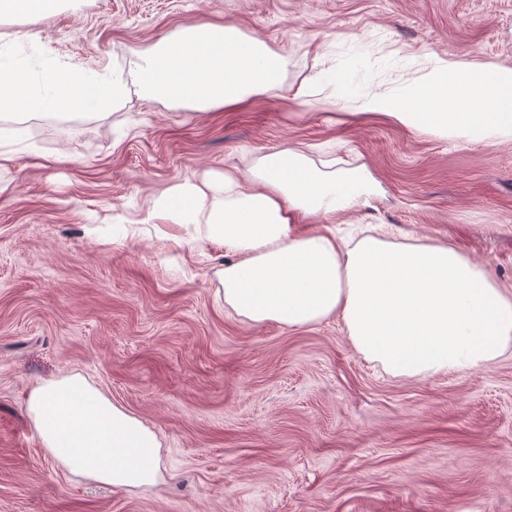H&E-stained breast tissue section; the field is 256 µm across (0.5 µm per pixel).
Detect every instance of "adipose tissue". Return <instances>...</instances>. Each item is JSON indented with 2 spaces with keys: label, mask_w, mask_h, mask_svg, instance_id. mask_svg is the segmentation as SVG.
<instances>
[{
  "label": "adipose tissue",
  "mask_w": 512,
  "mask_h": 512,
  "mask_svg": "<svg viewBox=\"0 0 512 512\" xmlns=\"http://www.w3.org/2000/svg\"><path fill=\"white\" fill-rule=\"evenodd\" d=\"M286 63L260 39L213 23L183 28L103 72H49L0 55V116L103 111L123 97L130 76L149 100L233 108L281 91ZM366 108L464 142L512 139V69L442 60L408 98H377ZM380 190L368 171L324 172L285 149L267 156L251 184L231 172L178 183L148 215L202 228L238 254L223 271L224 303L251 322L302 328L340 317L355 351L395 377L463 372L496 359L512 345V296L457 250L299 232L307 218L330 219ZM28 411L68 471L117 488L158 483L156 434L81 375L35 388Z\"/></svg>",
  "instance_id": "obj_1"
}]
</instances>
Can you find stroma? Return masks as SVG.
Instances as JSON below:
<instances>
[{
  "label": "stroma",
  "instance_id": "35a3bbf8",
  "mask_svg": "<svg viewBox=\"0 0 512 512\" xmlns=\"http://www.w3.org/2000/svg\"><path fill=\"white\" fill-rule=\"evenodd\" d=\"M232 24L288 58L284 87L199 115L128 84L104 111L24 114L0 139V512H512V346L488 366L395 377L341 319L293 329L224 304L237 256L142 218L207 171L253 179L302 149L382 191L330 227L452 247L512 296V140L465 143L364 111L440 60L512 69V0H61L0 18V52L103 70L188 26ZM81 374L152 429L163 478L112 488L65 468L28 412Z\"/></svg>",
  "mask_w": 512,
  "mask_h": 512
}]
</instances>
